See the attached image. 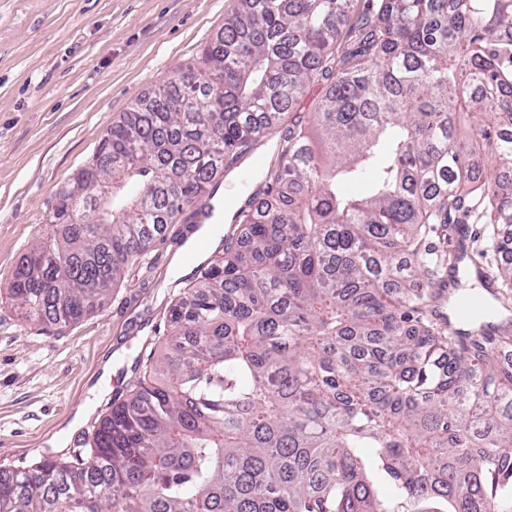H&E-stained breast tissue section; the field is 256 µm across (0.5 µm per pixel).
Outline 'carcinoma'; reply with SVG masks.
<instances>
[{
  "label": "carcinoma",
  "mask_w": 512,
  "mask_h": 512,
  "mask_svg": "<svg viewBox=\"0 0 512 512\" xmlns=\"http://www.w3.org/2000/svg\"><path fill=\"white\" fill-rule=\"evenodd\" d=\"M352 2L238 0L60 190L10 292L63 326L326 82L170 306L168 351L86 447L1 467L0 512H512V0ZM469 220L482 247L427 243ZM462 260L496 267L471 331L434 310Z\"/></svg>",
  "instance_id": "obj_1"
}]
</instances>
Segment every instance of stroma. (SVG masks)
<instances>
[{"label":"stroma","mask_w":512,"mask_h":512,"mask_svg":"<svg viewBox=\"0 0 512 512\" xmlns=\"http://www.w3.org/2000/svg\"><path fill=\"white\" fill-rule=\"evenodd\" d=\"M236 0H0V467L66 451L105 405L124 398L151 349L177 279L174 260L212 223L210 200L186 205L148 260L129 268L100 310L60 329L28 319L9 285L18 257L51 233L62 186L137 100L197 61ZM253 143L213 186L250 171L234 209L257 204L279 162Z\"/></svg>","instance_id":"35a3bbf8"}]
</instances>
